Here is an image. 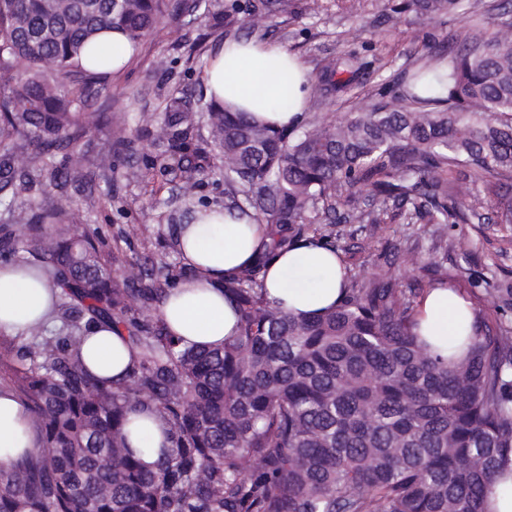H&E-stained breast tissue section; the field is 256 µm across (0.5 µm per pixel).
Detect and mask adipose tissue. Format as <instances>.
<instances>
[{"label":"adipose tissue","instance_id":"1","mask_svg":"<svg viewBox=\"0 0 512 512\" xmlns=\"http://www.w3.org/2000/svg\"><path fill=\"white\" fill-rule=\"evenodd\" d=\"M310 71L304 61L280 43L251 38L229 40L212 54L203 81L210 96L232 110L255 114L270 127L290 125L302 113L311 92ZM291 108H281L282 96ZM187 263L197 276L181 281L162 307L170 332L201 347H220L237 334L234 302L224 294V282L266 259L267 298L284 311L314 317L336 306L344 270L333 248L301 240L265 258L269 242L266 225L246 223L226 211L198 214L179 227ZM52 286L33 275L0 265V329L27 331L49 310ZM473 319L470 302L457 291L439 286L429 290L416 314L420 333L432 351L464 354ZM87 369L98 378L121 380L134 364V353L118 331L95 329L82 347ZM128 445L146 466L159 459L169 444L166 423L151 412L132 414ZM38 446L26 404L9 390L0 391V461H10Z\"/></svg>","mask_w":512,"mask_h":512}]
</instances>
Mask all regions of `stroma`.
Returning <instances> with one entry per match:
<instances>
[{"label":"stroma","instance_id":"35a3bbf8","mask_svg":"<svg viewBox=\"0 0 512 512\" xmlns=\"http://www.w3.org/2000/svg\"><path fill=\"white\" fill-rule=\"evenodd\" d=\"M401 0H224V19L182 16L179 35L167 27L137 44L124 68L105 79V93L92 96L87 112L107 114L108 123L91 130L80 156L67 158L77 181L55 191L56 205L77 211L81 228L97 230L106 249L135 263L170 251L171 227L186 223L198 200L224 202L238 193L223 173L206 167L192 194L180 179H156L145 188L138 170L161 158V109L176 89L198 94L202 75L215 48L235 37H260L283 44L308 66L311 76L337 58L359 50L370 64L364 87L341 96L312 95L304 110L308 121H336L371 109L382 89H397L402 73L451 60L470 21L483 20L490 30L512 27V0H469L466 15H422L400 6ZM362 29L363 47L348 32ZM111 154L112 171L89 179L92 161ZM340 256L352 275L372 276L377 266L371 247L398 244L397 264L408 275L418 272L441 235L464 238L468 246L452 248L438 277L440 284L463 289L465 281L498 280L512 284V224H461L448 231L424 224H343L338 228Z\"/></svg>","mask_w":512,"mask_h":512}]
</instances>
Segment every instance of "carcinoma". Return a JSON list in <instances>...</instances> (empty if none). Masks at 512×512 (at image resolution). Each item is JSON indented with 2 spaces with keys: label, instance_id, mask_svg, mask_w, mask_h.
Returning <instances> with one entry per match:
<instances>
[{
  "label": "carcinoma",
  "instance_id": "carcinoma-1",
  "mask_svg": "<svg viewBox=\"0 0 512 512\" xmlns=\"http://www.w3.org/2000/svg\"><path fill=\"white\" fill-rule=\"evenodd\" d=\"M177 0H0V206L27 234L0 226L5 262L59 289L49 317L24 336L0 332V390L24 400L41 453L0 463V512H482L484 485L512 461V285L485 282L467 352L433 353L414 320L421 281L401 288L394 253L385 272L349 280L335 308L313 318L273 306L265 261L224 282L238 335L201 348L168 330L160 308L194 274L151 262L127 277L97 233L46 203L71 173L101 91L88 62H118L103 31L131 44ZM421 14L465 13V0H407ZM352 52L326 66L313 90L363 84ZM417 71L405 90L334 123L275 130L206 105L205 143L224 182L245 188L224 204L267 225L272 248L312 238L338 248L340 224H468L492 208L512 224V30L468 25L437 91ZM200 112L184 91L161 123L159 169L191 182L203 157ZM27 164L17 167L19 155ZM496 179L491 184L487 176ZM494 196L488 205L480 187ZM34 188L44 199L14 207ZM117 328L135 364L114 385L91 376L82 338ZM149 409L170 446L147 467L126 445L131 414Z\"/></svg>",
  "mask_w": 512,
  "mask_h": 512
}]
</instances>
